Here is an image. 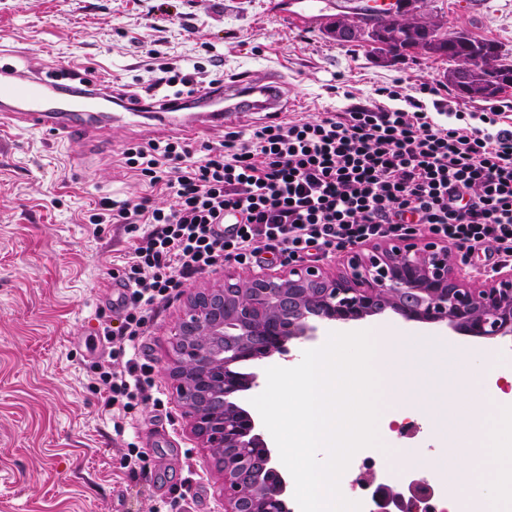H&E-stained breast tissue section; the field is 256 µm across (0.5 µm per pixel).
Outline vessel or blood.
I'll list each match as a JSON object with an SVG mask.
<instances>
[{"label":"vessel or blood","instance_id":"obj_1","mask_svg":"<svg viewBox=\"0 0 512 512\" xmlns=\"http://www.w3.org/2000/svg\"><path fill=\"white\" fill-rule=\"evenodd\" d=\"M45 84L42 76L15 69L0 71V122L15 120L32 127L53 126L58 131H68L69 126L60 122L62 106L50 104L42 93ZM281 80L273 79L253 83H228L224 86L225 107L223 111L209 115L210 122H231L237 112H263L268 117H276L283 109L284 94ZM155 111L169 113L176 130L192 132L197 128L195 119L184 113L172 110L166 100L153 102Z\"/></svg>","mask_w":512,"mask_h":512}]
</instances>
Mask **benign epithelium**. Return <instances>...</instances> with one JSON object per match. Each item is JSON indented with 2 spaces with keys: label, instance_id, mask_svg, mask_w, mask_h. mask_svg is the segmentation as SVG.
Instances as JSON below:
<instances>
[{
  "label": "benign epithelium",
  "instance_id": "1",
  "mask_svg": "<svg viewBox=\"0 0 512 512\" xmlns=\"http://www.w3.org/2000/svg\"><path fill=\"white\" fill-rule=\"evenodd\" d=\"M392 21L375 23L357 11L328 15L323 30L338 43L362 42L379 50L384 63L402 57L394 43L416 35L434 52L444 41L445 23L428 12L427 0H397ZM478 67L461 64L445 80L473 98H488L493 87L478 73L503 74L498 51L474 53ZM344 272L327 275L304 261L291 262L282 274L224 273V282L189 292L174 327L172 357L164 372L174 383L191 434L208 449L223 477L222 512H279L287 483L272 451L255 433L253 416L238 403V393L260 386L235 365L288 357L292 340H311L336 321L349 322L394 313L407 321L437 325L468 335L512 337V265L496 268L481 284L470 280L465 259L447 243L418 237L374 242L366 251L345 252ZM424 495L405 500L397 489L380 484L372 492L374 512H417Z\"/></svg>",
  "mask_w": 512,
  "mask_h": 512
}]
</instances>
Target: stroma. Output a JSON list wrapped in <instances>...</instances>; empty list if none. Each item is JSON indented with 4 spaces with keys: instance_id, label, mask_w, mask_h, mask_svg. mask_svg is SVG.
<instances>
[{
    "instance_id": "stroma-1",
    "label": "stroma",
    "mask_w": 512,
    "mask_h": 512,
    "mask_svg": "<svg viewBox=\"0 0 512 512\" xmlns=\"http://www.w3.org/2000/svg\"><path fill=\"white\" fill-rule=\"evenodd\" d=\"M156 0H0V68L40 72L67 83L72 69L94 68L107 86L147 87L154 66L225 80H284L286 117H314L370 104L374 90L400 83L416 95L424 82H443L447 58L418 54L394 64L365 43L342 45L320 23L296 25L282 0H178L183 19L159 30ZM448 26L495 41L512 63V0H430ZM344 82L346 93L336 92ZM172 131L159 112L125 124L109 109L99 120H78L73 133L0 127V512H217L220 476L205 449L187 434L183 411L164 374L170 331L184 301L161 306L145 336L128 348L148 363L149 397L128 415L124 435L113 430V411L96 391L95 364L109 348L98 334L114 320L112 284L132 239L120 224H91L101 198L148 197L163 204L125 163L128 142L163 141ZM370 331L424 338L437 334L467 355L494 353L479 385L512 390V338L484 340L404 320L395 314L333 323L330 332ZM390 423H379L382 448L364 479L411 496L419 469L396 465L401 450L422 456L461 455V432L485 434L480 421L449 409L448 436L435 438L426 417L394 421L396 405L382 404ZM146 452V474L120 466L129 445Z\"/></svg>"
}]
</instances>
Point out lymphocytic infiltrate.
Listing matches in <instances>:
<instances>
[{"instance_id":"lymphocytic-infiltrate-1","label":"lymphocytic infiltrate","mask_w":512,"mask_h":512,"mask_svg":"<svg viewBox=\"0 0 512 512\" xmlns=\"http://www.w3.org/2000/svg\"><path fill=\"white\" fill-rule=\"evenodd\" d=\"M223 86V73L204 80L162 65L149 89L171 88L172 101L187 109ZM375 94L346 112L231 130L215 143L175 137L125 149L128 165L174 202L106 200L88 217L135 235L120 268V323L101 329L112 345L109 363L97 368L105 405L136 408L148 381L128 345L189 279L224 263L250 264L264 254L286 263L326 257L421 227L483 253L490 268L512 264V124L500 120L512 105H488L477 126L455 111L452 127L434 116L446 103L438 83L421 84L415 97L398 84Z\"/></svg>"}]
</instances>
